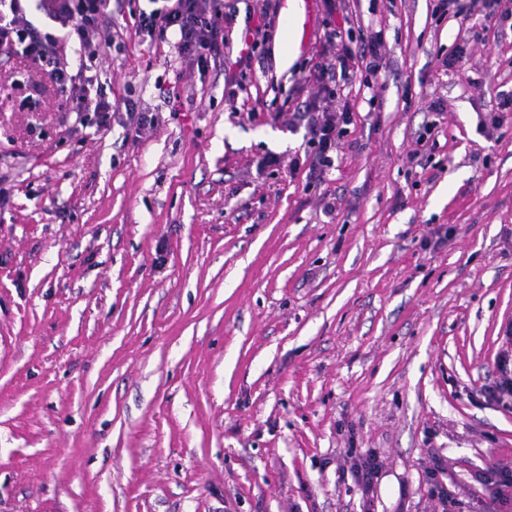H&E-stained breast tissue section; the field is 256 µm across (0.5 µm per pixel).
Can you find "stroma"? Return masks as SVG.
<instances>
[{"label": "stroma", "instance_id": "obj_1", "mask_svg": "<svg viewBox=\"0 0 512 512\" xmlns=\"http://www.w3.org/2000/svg\"><path fill=\"white\" fill-rule=\"evenodd\" d=\"M261 5L224 0L204 74L113 12L123 48L93 70L157 113L137 141L0 60V512H361L338 480L351 448L383 464L374 512H440L437 457L455 512H481L478 475L512 459V407L481 393L512 322V112L479 131L512 94V28L317 0L289 68L280 23L239 63ZM463 24L480 37L457 70ZM375 36L373 88L336 89L353 122L326 182L258 172L303 152L311 72ZM507 109L512 110V94L500 99L497 103V112H488L481 120L480 129L487 138H493L495 131H497L501 125L500 112ZM426 477L428 482L433 485L431 497H437L441 506L440 512H447L448 503L453 506L457 502L453 493L448 491L447 483L444 481L445 478H448V467L441 459H435L433 467L426 471Z\"/></svg>", "mask_w": 512, "mask_h": 512}]
</instances>
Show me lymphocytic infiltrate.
Masks as SVG:
<instances>
[{"instance_id":"obj_1","label":"lymphocytic infiltrate","mask_w":512,"mask_h":512,"mask_svg":"<svg viewBox=\"0 0 512 512\" xmlns=\"http://www.w3.org/2000/svg\"><path fill=\"white\" fill-rule=\"evenodd\" d=\"M111 0H40L48 24L40 28L27 17L28 0H0V50L20 54L34 64L49 68L73 109L93 113L99 126H107L113 114L122 112L130 137L142 138L154 128L157 117L128 99L111 100L98 77L85 68H72L67 46L76 43L82 57L93 61L111 49L115 23ZM145 8L132 12L137 34L149 41L167 43L179 56L191 59L198 70H207L224 47V0H148ZM381 41L357 52L345 51L334 63L318 68L313 76L317 91L306 103L311 114L303 157L291 159L290 172L305 171L307 182L322 180L333 168L341 141L352 123L349 111H337L335 81H349L353 58L365 59V70L380 72ZM382 463L373 450L348 449L340 482L352 483L361 495L362 512H373ZM488 492V512H512V460L496 464L483 476Z\"/></svg>"}]
</instances>
